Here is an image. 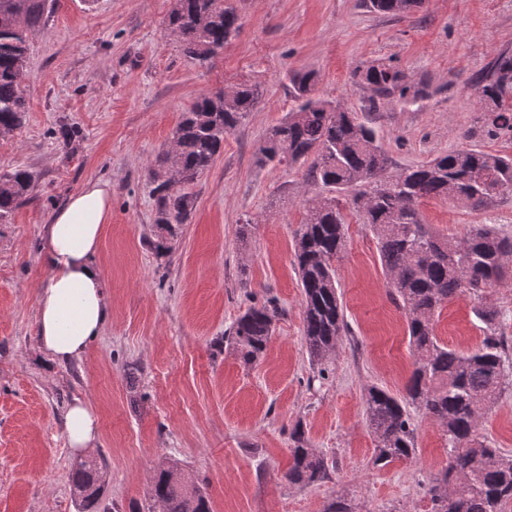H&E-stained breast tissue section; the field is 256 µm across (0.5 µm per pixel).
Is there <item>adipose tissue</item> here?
Listing matches in <instances>:
<instances>
[{"label": "adipose tissue", "mask_w": 512, "mask_h": 512, "mask_svg": "<svg viewBox=\"0 0 512 512\" xmlns=\"http://www.w3.org/2000/svg\"><path fill=\"white\" fill-rule=\"evenodd\" d=\"M111 215L110 184L93 182L71 194L45 226L41 259L50 277L38 289L39 347L52 361L79 358L107 322L109 307L95 257ZM65 426L74 451L94 447L98 418L88 402L68 407Z\"/></svg>", "instance_id": "adipose-tissue-1"}]
</instances>
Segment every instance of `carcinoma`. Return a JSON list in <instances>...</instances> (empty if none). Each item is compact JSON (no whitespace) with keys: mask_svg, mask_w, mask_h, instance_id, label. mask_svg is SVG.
<instances>
[{"mask_svg":"<svg viewBox=\"0 0 512 512\" xmlns=\"http://www.w3.org/2000/svg\"><path fill=\"white\" fill-rule=\"evenodd\" d=\"M421 4L368 0L369 8L390 16L407 14ZM44 7L45 0H0V127L6 131L24 123L26 27L40 21ZM168 26L183 54L205 64L238 35L241 23L231 0H173ZM315 78L312 71L289 75L295 107L256 151L261 165L306 166L307 181L323 190L308 206L294 247L307 350L314 361L325 360L344 329L334 262L346 246L340 206L345 194L377 240L391 295L405 311L415 351L402 397L375 386L365 394L374 463L386 466L415 457L413 408L435 422L448 442L446 464L427 489L430 512H504L512 503V455L492 447L477 426L480 412L505 390L508 342L499 331L496 307L483 300L488 289L512 280L505 266L512 258V237L491 224L475 226L460 240L440 235L423 222L419 203L435 198L478 209L511 196L512 155L461 148L393 172L373 128L357 110L314 96ZM353 79L371 92L365 112L391 100L419 107L433 96L429 84L411 81L396 66L359 67ZM471 87L488 136L512 140V54L500 53L486 72L472 78ZM258 102L256 87L239 84L229 96L205 97L182 113L172 134L173 149L159 168L149 170L157 183L155 223L171 234L186 223L194 206L187 187L210 168L224 150L226 135ZM33 187L34 177L25 169L0 175L1 222L29 198ZM467 294L481 301L476 316L483 324V339L475 350L462 352L439 341L434 317L449 301ZM274 319V307L264 304L248 309L230 327L227 337L244 363L262 356ZM291 441L292 464L284 479L304 486L321 480L327 462L310 447L303 427L295 426ZM104 483L97 461L77 465L73 495L80 512H96ZM151 498L161 512H211L206 492L185 481L173 465L157 471Z\"/></svg>","mask_w":512,"mask_h":512,"instance_id":"carcinoma-1","label":"carcinoma"}]
</instances>
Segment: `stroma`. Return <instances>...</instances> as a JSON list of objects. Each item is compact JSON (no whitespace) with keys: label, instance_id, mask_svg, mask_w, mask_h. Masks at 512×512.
<instances>
[{"label":"stroma","instance_id":"1","mask_svg":"<svg viewBox=\"0 0 512 512\" xmlns=\"http://www.w3.org/2000/svg\"><path fill=\"white\" fill-rule=\"evenodd\" d=\"M173 0H47L28 31L26 119L0 134V173L32 172L34 189L0 223V512H77L65 412L87 400L99 417L89 458L106 474L100 512H159L157 469L177 465L205 487L212 512H322L343 496L357 512H430L425 488L447 459L441 429L414 413L413 460L374 464L364 395L402 396L413 368L406 317L390 295L376 239L348 212L336 262L345 328L323 363L303 333L296 232L318 189L296 164L259 166L257 147L293 102L288 75L311 71L316 96L347 107L369 92L351 74L392 64L434 96L416 109L380 104L370 122L392 167L424 163L471 144L512 154V140L480 129L469 80L512 51V0H423L404 16L364 0H234L238 36L209 64L185 57L165 27ZM258 85L253 112L190 191L195 204L175 235L155 222L150 168L169 149L180 115L198 98ZM79 134L64 140V128ZM112 187V216L95 260L110 315L86 352L67 363L39 350L40 255L55 208L91 181ZM426 224L466 237L478 224L512 235V196L473 209L424 199ZM165 241V253L154 245ZM274 301V332L244 364L224 333L253 305ZM478 302L464 296L436 322L441 342H481ZM302 426L324 456V479L288 484L291 432ZM478 432L512 454V384L483 410Z\"/></svg>","mask_w":512,"mask_h":512}]
</instances>
